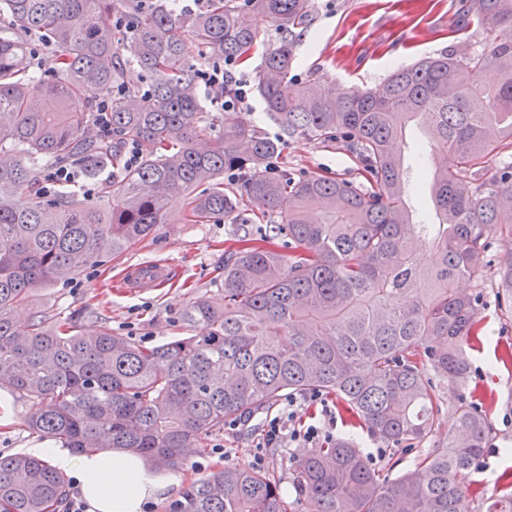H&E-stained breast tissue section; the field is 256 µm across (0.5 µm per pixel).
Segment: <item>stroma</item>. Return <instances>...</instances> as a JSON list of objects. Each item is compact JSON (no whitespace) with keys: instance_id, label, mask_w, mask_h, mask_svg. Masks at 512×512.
Segmentation results:
<instances>
[{"instance_id":"obj_1","label":"stroma","mask_w":512,"mask_h":512,"mask_svg":"<svg viewBox=\"0 0 512 512\" xmlns=\"http://www.w3.org/2000/svg\"><path fill=\"white\" fill-rule=\"evenodd\" d=\"M464 8V0H315L307 26L298 32L292 75L300 82L316 77L347 87H378L397 68L456 49ZM204 109L219 114L225 126L245 124L271 137L280 132L254 92L239 109L221 112L209 103ZM281 168L297 179L319 175L366 182L363 164L340 143L327 147L302 138L284 139ZM264 230V225L245 224L243 216L235 214L206 224L158 225L121 256L105 259L80 277L36 289L16 317L25 322L45 309L68 318L84 334L97 331L102 317L113 333L142 345L166 342L183 335L181 311L192 298L204 294L221 301L224 259L237 237L248 232L257 238ZM141 263L164 264L168 276L159 285L133 293L122 287L120 276L127 266ZM92 308L97 318L89 317ZM480 318V340L467 349L471 373L464 396L485 410L492 450L477 463L474 480L485 492L503 493L508 489L503 475L512 474V364L501 356L512 353V315L501 312L488 289ZM34 411L31 401L0 389V454L25 453L40 444L27 426ZM266 416L263 410L247 415L238 428H224L205 441L176 468L181 489L224 466L257 463L279 482L288 512H305L296 489V467L312 446L300 441L287 448L263 447Z\"/></svg>"}]
</instances>
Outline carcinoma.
<instances>
[{"label": "carcinoma", "instance_id": "cac0c4a2", "mask_svg": "<svg viewBox=\"0 0 512 512\" xmlns=\"http://www.w3.org/2000/svg\"><path fill=\"white\" fill-rule=\"evenodd\" d=\"M314 0H208L178 13L166 0H0V388L38 406L30 429L75 453L123 448L157 469L185 464L227 418L290 394L336 398L345 423L381 441L414 445L448 421L447 443L417 468L383 478L354 439L316 448L297 464L306 512H512V494L475 488L489 424L459 395L469 381L466 345L480 332L477 282L492 241L495 272L512 311V0H469L463 27L480 46L395 70L374 90L291 78L296 30ZM125 13L130 30L112 16ZM255 90L283 135L359 156L368 185L271 173L280 142L246 126L213 134L188 87L199 60L244 64L263 45ZM179 28L183 36L171 31ZM134 55L120 53V37ZM55 50V76L27 67L29 40ZM149 93L112 100V139L93 132L98 98L129 69ZM432 135L431 163L413 139ZM107 203L65 188L42 191L43 159L124 161ZM451 159L452 166L440 164ZM238 175L240 189L224 188ZM432 207L419 212L408 187ZM241 213L269 224L245 234L224 260L223 303L205 294L182 309L188 336L152 347L112 333L93 336L50 312L20 326L15 310L35 289L116 257L159 224H205ZM288 236V252L275 244ZM428 248L433 261L423 258ZM448 385L438 389L434 379ZM65 476L43 460L0 456V512H58ZM177 512H286L270 475L226 466L194 483Z\"/></svg>", "mask_w": 512, "mask_h": 512}]
</instances>
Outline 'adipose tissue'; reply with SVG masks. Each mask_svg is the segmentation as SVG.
Returning a JSON list of instances; mask_svg holds the SVG:
<instances>
[{
  "mask_svg": "<svg viewBox=\"0 0 512 512\" xmlns=\"http://www.w3.org/2000/svg\"><path fill=\"white\" fill-rule=\"evenodd\" d=\"M34 453L73 473L88 512H150L179 485L176 477L158 474L143 457L123 449L74 455L45 442Z\"/></svg>",
  "mask_w": 512,
  "mask_h": 512,
  "instance_id": "obj_1",
  "label": "adipose tissue"
}]
</instances>
